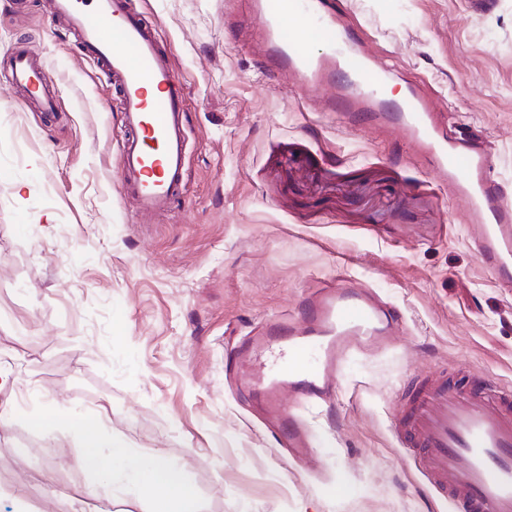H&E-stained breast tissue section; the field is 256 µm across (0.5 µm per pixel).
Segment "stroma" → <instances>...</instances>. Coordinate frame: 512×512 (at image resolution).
I'll return each mask as SVG.
<instances>
[{"label":"stroma","mask_w":512,"mask_h":512,"mask_svg":"<svg viewBox=\"0 0 512 512\" xmlns=\"http://www.w3.org/2000/svg\"><path fill=\"white\" fill-rule=\"evenodd\" d=\"M184 83L188 149L171 210L124 196L120 93L53 25L0 0V512H144L84 473L81 438L32 413H106L130 448L175 462L201 512H450L393 426L423 375L512 390V288L478 259L467 205L396 129L353 126L264 68L240 0H132ZM441 129L485 142L512 199V0H325ZM24 49L57 90L35 111L6 82ZM372 290L401 321L346 356L300 408L313 464L288 459L237 385L241 339L303 317L326 282Z\"/></svg>","instance_id":"1"}]
</instances>
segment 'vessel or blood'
<instances>
[{"instance_id": "b4317fda", "label": "vessel or blood", "mask_w": 512, "mask_h": 512, "mask_svg": "<svg viewBox=\"0 0 512 512\" xmlns=\"http://www.w3.org/2000/svg\"><path fill=\"white\" fill-rule=\"evenodd\" d=\"M246 2L259 12L274 70L293 71L310 87L328 90L329 111L353 125L385 117L416 143L435 130L426 99L414 92L391 99L385 71L359 49L343 47V33L326 30L320 54L296 39V31L318 27L312 0ZM48 12L78 33L87 59L120 89L129 134L121 155L124 194L144 209L168 210L184 179L187 137L183 86L156 31L140 21L131 0H48ZM8 79L42 111L55 110L50 82L25 51L13 52ZM429 154L478 224L480 262L512 287V201L484 179L485 154L469 143H430ZM398 319L397 310L380 305L367 289L327 284L312 295L299 325L275 322L263 335L243 339L244 357L266 352L275 361L248 386L263 392L294 456L307 455L312 440L296 409L279 399V387H288L298 404L322 399L342 359L365 343L385 341ZM395 432L403 447L421 453L434 489L451 493L453 512H512L511 396L456 390L444 377L429 378L413 390Z\"/></svg>"}]
</instances>
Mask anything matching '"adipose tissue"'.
Returning a JSON list of instances; mask_svg holds the SVG:
<instances>
[{
  "mask_svg": "<svg viewBox=\"0 0 512 512\" xmlns=\"http://www.w3.org/2000/svg\"><path fill=\"white\" fill-rule=\"evenodd\" d=\"M56 413L30 417V426L46 431L64 421ZM82 439L80 463L93 476L126 484L129 494L147 500L149 512H198L196 495L180 469L158 455L132 451L123 439L105 434L101 416L66 419Z\"/></svg>",
  "mask_w": 512,
  "mask_h": 512,
  "instance_id": "1",
  "label": "adipose tissue"
}]
</instances>
